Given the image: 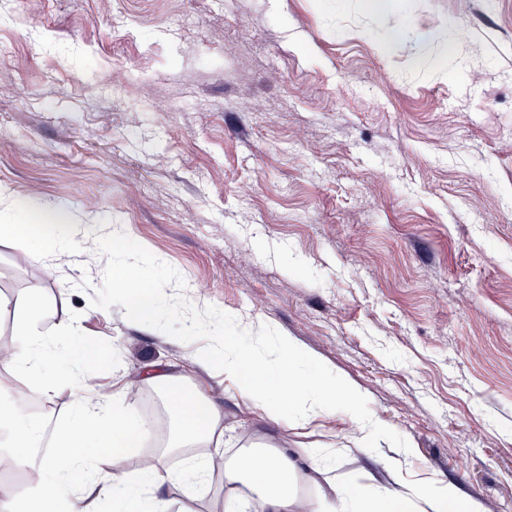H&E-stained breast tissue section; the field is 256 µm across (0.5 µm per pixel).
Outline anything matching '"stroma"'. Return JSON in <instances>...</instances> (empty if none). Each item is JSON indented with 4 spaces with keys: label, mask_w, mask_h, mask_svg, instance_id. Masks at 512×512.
<instances>
[{
    "label": "stroma",
    "mask_w": 512,
    "mask_h": 512,
    "mask_svg": "<svg viewBox=\"0 0 512 512\" xmlns=\"http://www.w3.org/2000/svg\"><path fill=\"white\" fill-rule=\"evenodd\" d=\"M0 68V224L63 205L76 241L47 278L0 237V343L35 294L47 325L82 317L98 385L173 360L112 306L85 227L121 224L178 318L235 315L261 355L293 337L410 474L512 512V0H0ZM211 382L216 466L264 443L336 449L340 483L375 469L350 420L282 429Z\"/></svg>",
    "instance_id": "stroma-1"
}]
</instances>
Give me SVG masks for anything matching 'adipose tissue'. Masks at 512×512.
I'll return each instance as SVG.
<instances>
[{"instance_id":"ef3b65f1","label":"adipose tissue","mask_w":512,"mask_h":512,"mask_svg":"<svg viewBox=\"0 0 512 512\" xmlns=\"http://www.w3.org/2000/svg\"><path fill=\"white\" fill-rule=\"evenodd\" d=\"M29 219L28 207L17 204L11 223L0 224V234L27 233ZM39 219L49 231L39 237L27 233L22 259L40 264L48 274L53 267L47 256L67 254L74 240L64 207L44 208ZM95 241L108 257L118 302L181 352L182 374L149 364L141 377L165 390L171 428L167 438H160L156 424L128 401L131 383L124 377L95 388L99 354L93 345L80 343L78 317L50 333L46 307L34 298L23 300L14 307L10 342L0 345V369L10 376L0 383V395L12 383H23L49 405L59 387L66 386L72 402L54 451L40 457L35 450L44 440L43 418L16 402L0 412V461L25 474L22 484L0 497V512H169L171 494L191 491L205 497L218 475L205 449L222 426L224 410L202 375L218 362L247 407L278 426L293 428L319 417L354 421L348 453L378 464L368 472L367 484L339 485L319 480L327 450L247 448L218 475L224 488L222 512H485L480 500L460 496L452 485L409 478L402 460L411 448L362 409L364 395L356 386L292 337L274 336V356L265 359L231 316L216 314L205 331L173 326L147 269L127 259L136 241L116 231ZM158 447L177 453V465L162 468L155 456L136 471L126 470V460L140 449Z\"/></svg>"}]
</instances>
